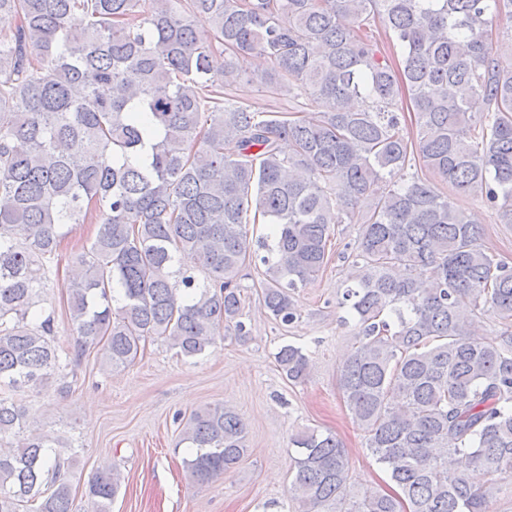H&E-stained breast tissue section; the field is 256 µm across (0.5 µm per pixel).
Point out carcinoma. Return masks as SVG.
I'll use <instances>...</instances> for the list:
<instances>
[{"mask_svg":"<svg viewBox=\"0 0 512 512\" xmlns=\"http://www.w3.org/2000/svg\"><path fill=\"white\" fill-rule=\"evenodd\" d=\"M0 17L13 21L0 28V512L72 505L76 453L16 395L51 379L68 393L92 348L114 369L149 340L194 358L226 331L250 335L240 280L256 260L260 308L293 324L291 292L322 275L335 225L367 200L344 256L338 305L355 333L338 383L396 489L353 493L336 434L303 431L297 512H492L512 478V266L456 198L512 224V70L498 64L512 0H0ZM255 53L270 63L256 77ZM243 81L317 112H256L232 92ZM92 213L64 346L46 290L63 228ZM259 222L270 241L250 240ZM487 315L496 341L473 337ZM275 360L292 382L310 373L293 344ZM183 435L198 483L247 452L222 405L192 412ZM120 484L115 465L96 470L93 512H111Z\"/></svg>","mask_w":512,"mask_h":512,"instance_id":"1","label":"carcinoma"}]
</instances>
